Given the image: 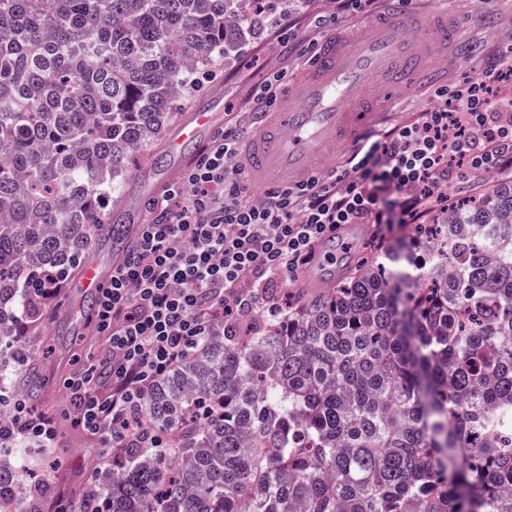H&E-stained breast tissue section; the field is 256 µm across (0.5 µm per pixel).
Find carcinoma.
Masks as SVG:
<instances>
[{
    "instance_id": "obj_1",
    "label": "carcinoma",
    "mask_w": 512,
    "mask_h": 512,
    "mask_svg": "<svg viewBox=\"0 0 512 512\" xmlns=\"http://www.w3.org/2000/svg\"><path fill=\"white\" fill-rule=\"evenodd\" d=\"M245 0H0V384L38 288L112 227L130 158L198 67L255 31ZM417 258L338 270L261 324H218L149 387L174 448L112 451L61 512H512V180L448 209ZM0 458V501L18 498ZM50 480L20 501L38 512Z\"/></svg>"
}]
</instances>
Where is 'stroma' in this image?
<instances>
[{
	"label": "stroma",
	"instance_id": "35a3bbf8",
	"mask_svg": "<svg viewBox=\"0 0 512 512\" xmlns=\"http://www.w3.org/2000/svg\"><path fill=\"white\" fill-rule=\"evenodd\" d=\"M446 5L463 31L460 48L464 56L461 65L449 69L439 80L426 84L418 93L407 95L398 88H388L393 108L390 125L427 111L437 105L436 90L463 84L476 77L486 67L492 55L500 48L512 44V0H414L413 6L421 13H429L439 5ZM276 13L282 14L288 24L279 34H271L268 27H260L256 35L242 49L227 54L217 66H201L199 83L180 101L175 109V120L155 141L150 151L135 157L128 168L121 203L112 207L120 213L124 203L139 201L142 210H150L152 199L145 189L154 187L161 179L177 181L182 174L172 158L166 155V144L178 129L180 121L191 113L208 111L217 113L223 131L246 137L253 128L254 106L249 96L267 78L278 77V101H285L290 86L298 81L309 59H312L319 40L332 31L355 37L370 26L382 10L381 0L366 4L354 0L344 6L340 0H304L299 8L289 7L287 0H272ZM410 224H350L339 235L324 241L318 248V257L300 272L295 283L272 281L264 295L278 303L288 295L290 287H303L305 282L330 285V265L327 255H341L343 244L353 259L373 254L376 247L396 243L413 235ZM77 275H70L67 295L62 300L47 301L44 317L47 327L45 340L30 337L31 347L39 348L43 367L49 379L45 404L58 411L69 407L70 401L61 389L62 378L77 369L84 351L101 349L98 340L88 339V329L77 310L86 300L79 290ZM58 444L53 457L58 466L52 472L59 496L80 492L93 463L110 456V449L101 446L80 428L62 425L58 428Z\"/></svg>",
	"mask_w": 512,
	"mask_h": 512
}]
</instances>
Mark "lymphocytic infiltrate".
I'll return each mask as SVG.
<instances>
[{
	"instance_id": "obj_1",
	"label": "lymphocytic infiltrate",
	"mask_w": 512,
	"mask_h": 512,
	"mask_svg": "<svg viewBox=\"0 0 512 512\" xmlns=\"http://www.w3.org/2000/svg\"><path fill=\"white\" fill-rule=\"evenodd\" d=\"M438 97L440 106L390 130L328 179L266 191L260 202L232 166L238 141L214 140L154 201L151 222L99 288L92 322L104 348L62 382L77 425L116 448L171 447L170 434L147 426L141 403L216 323L256 312L268 281L296 280L342 227L385 223L388 201L402 223L418 224L446 212L459 166L512 170V47ZM12 415L16 438L55 442L53 421L23 400H14Z\"/></svg>"
}]
</instances>
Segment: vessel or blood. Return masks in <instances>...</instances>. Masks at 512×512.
Segmentation results:
<instances>
[{"label":"vessel or blood","mask_w":512,"mask_h":512,"mask_svg":"<svg viewBox=\"0 0 512 512\" xmlns=\"http://www.w3.org/2000/svg\"><path fill=\"white\" fill-rule=\"evenodd\" d=\"M386 15L363 36L349 40L336 33L322 38L303 80L288 93L279 112H259L247 138L245 165L254 182L294 187L319 176L325 158L348 140L364 144L366 134L387 119L367 85L416 90L439 69L460 65L457 57L432 58L453 42L457 29L447 13L419 20L409 0H387ZM217 124L212 112L192 114L169 143L173 158H184L201 131Z\"/></svg>","instance_id":"1"}]
</instances>
